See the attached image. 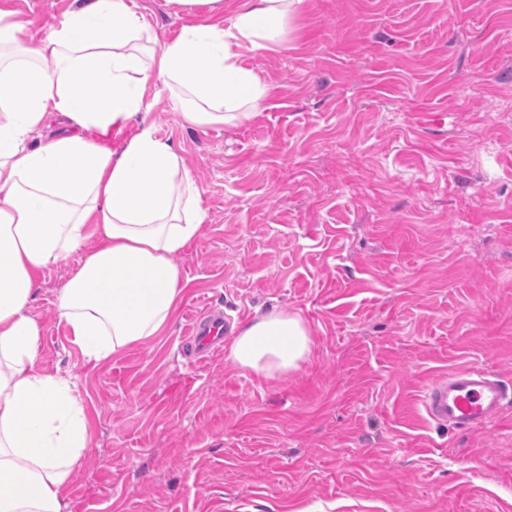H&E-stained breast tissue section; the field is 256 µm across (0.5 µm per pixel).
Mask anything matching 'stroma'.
Instances as JSON below:
<instances>
[{
    "label": "stroma",
    "mask_w": 512,
    "mask_h": 512,
    "mask_svg": "<svg viewBox=\"0 0 512 512\" xmlns=\"http://www.w3.org/2000/svg\"><path fill=\"white\" fill-rule=\"evenodd\" d=\"M71 2L22 0L21 38ZM136 3L157 42L191 22ZM243 59L256 117L187 126L158 81L107 138L151 129L198 186L165 331L89 361L55 311L81 252L38 275V362L92 423L66 512H512V411L458 431L420 404L458 367L512 380V0H308ZM211 306L299 314L312 351L275 377L195 361Z\"/></svg>",
    "instance_id": "obj_1"
}]
</instances>
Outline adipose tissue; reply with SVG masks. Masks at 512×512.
Wrapping results in <instances>:
<instances>
[{
	"instance_id": "1",
	"label": "adipose tissue",
	"mask_w": 512,
	"mask_h": 512,
	"mask_svg": "<svg viewBox=\"0 0 512 512\" xmlns=\"http://www.w3.org/2000/svg\"><path fill=\"white\" fill-rule=\"evenodd\" d=\"M305 2L241 0L228 15L224 0H166L174 13L203 5L207 15L156 44L135 0H74L33 42L18 37L15 0H0V512H64L91 445L75 383L38 364L41 329L28 313L37 272L84 250L56 313L101 362L166 329L184 292L173 259L203 227L179 147L146 128L115 152L106 136L143 111L157 80L188 126L257 116L270 87L241 51L285 41ZM311 344L299 315L272 311L239 331L226 360L282 375Z\"/></svg>"
}]
</instances>
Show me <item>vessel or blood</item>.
Masks as SVG:
<instances>
[{
    "instance_id": "b4317fda",
    "label": "vessel or blood",
    "mask_w": 512,
    "mask_h": 512,
    "mask_svg": "<svg viewBox=\"0 0 512 512\" xmlns=\"http://www.w3.org/2000/svg\"><path fill=\"white\" fill-rule=\"evenodd\" d=\"M224 327L223 315L200 314L192 321L191 337L213 354L223 346ZM421 406L432 420L455 429L484 427L512 409V382L474 367L459 369L426 387Z\"/></svg>"
}]
</instances>
